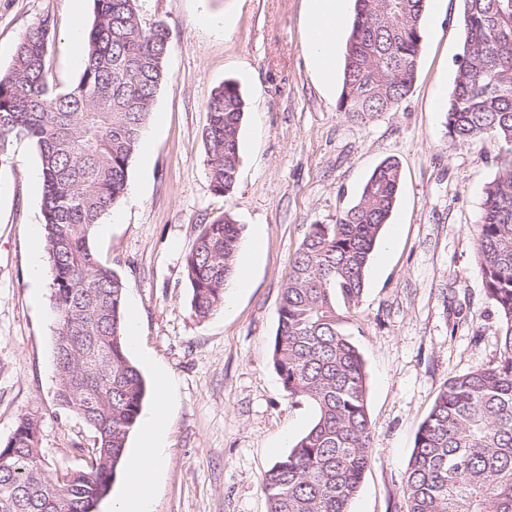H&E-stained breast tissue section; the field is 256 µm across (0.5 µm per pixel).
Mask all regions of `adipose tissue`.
Instances as JSON below:
<instances>
[{"instance_id": "obj_1", "label": "adipose tissue", "mask_w": 512, "mask_h": 512, "mask_svg": "<svg viewBox=\"0 0 512 512\" xmlns=\"http://www.w3.org/2000/svg\"><path fill=\"white\" fill-rule=\"evenodd\" d=\"M348 0H305L303 46L320 82H332L336 75V44L340 32L353 19ZM167 378H159L154 409L142 423L140 446L130 464L125 494L113 505V512H152V488L163 462L164 440L169 425Z\"/></svg>"}]
</instances>
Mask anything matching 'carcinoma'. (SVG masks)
Wrapping results in <instances>:
<instances>
[{"label": "carcinoma", "instance_id": "1", "mask_svg": "<svg viewBox=\"0 0 512 512\" xmlns=\"http://www.w3.org/2000/svg\"><path fill=\"white\" fill-rule=\"evenodd\" d=\"M137 0H94L87 59L58 91L46 80L54 23L43 18L0 71V168L13 144L37 150L44 251L56 316V399L95 433L80 468L50 467L41 417L20 418L0 443V512H92L113 481L146 393L127 356V282L103 261L93 230L125 194L151 107L168 79L169 32L145 29ZM426 0H355L338 110L357 120L389 112L409 94L424 38ZM464 61L445 105L455 144L500 146L473 233L487 299L502 321L494 364L444 383L414 441L406 512H512V0H463ZM202 132L210 185L235 186L245 100L219 85ZM401 173L386 159L334 224H310L278 308L271 360L288 397L317 410L313 425L261 477L267 512H349L371 455L366 375L345 328L365 271L396 204ZM241 227L227 214L201 225L185 259L191 316L224 306ZM343 306H338L336 299Z\"/></svg>", "mask_w": 512, "mask_h": 512}]
</instances>
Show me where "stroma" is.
Segmentation results:
<instances>
[{"mask_svg": "<svg viewBox=\"0 0 512 512\" xmlns=\"http://www.w3.org/2000/svg\"><path fill=\"white\" fill-rule=\"evenodd\" d=\"M462 0L424 18L417 78L392 112L356 121L339 112L340 84L322 86L301 38L302 0H137L143 27L169 30L168 80L147 122L152 156L134 158L127 191L93 242L127 281L140 318L128 348L154 407L171 381V422L153 512H267L260 478L312 425L314 407L288 398L271 360L290 262L308 225L332 224L384 159L401 184L347 329L366 370L373 457L350 512H403L415 435L444 382L493 364L500 320L485 295L473 229L497 170L490 139L455 145L443 110L462 52ZM55 25L46 77L63 90L82 71L70 50L73 0H0V70L44 17ZM229 18L227 31L207 18ZM235 81L246 102L237 183L214 193L202 131L214 89ZM35 148L13 145L0 168V440L22 414L42 418L50 464L80 466L93 432L55 400V315L49 288L31 286L30 230L41 224ZM260 234L252 286L233 311L190 315L184 261L202 225L221 214Z\"/></svg>", "mask_w": 512, "mask_h": 512, "instance_id": "1", "label": "stroma"}]
</instances>
